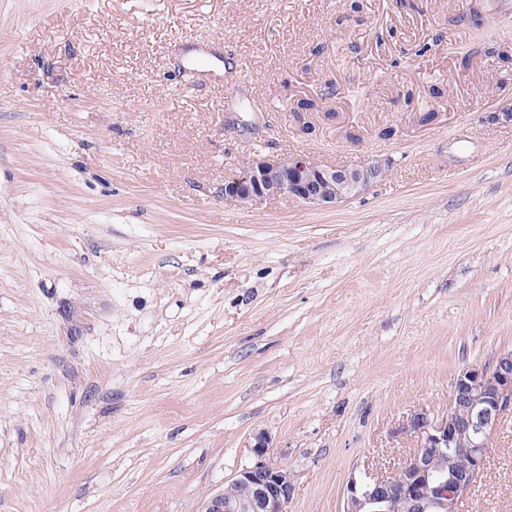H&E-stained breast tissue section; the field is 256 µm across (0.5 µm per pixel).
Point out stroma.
<instances>
[{
	"mask_svg": "<svg viewBox=\"0 0 512 512\" xmlns=\"http://www.w3.org/2000/svg\"><path fill=\"white\" fill-rule=\"evenodd\" d=\"M507 48L512 0H0V512H197L261 433L288 512L396 468L512 348ZM257 154L389 171L225 204ZM462 510L512 512V416Z\"/></svg>",
	"mask_w": 512,
	"mask_h": 512,
	"instance_id": "obj_1",
	"label": "stroma"
}]
</instances>
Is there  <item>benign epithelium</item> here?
Wrapping results in <instances>:
<instances>
[{
  "instance_id": "7a95c632",
  "label": "benign epithelium",
  "mask_w": 512,
  "mask_h": 512,
  "mask_svg": "<svg viewBox=\"0 0 512 512\" xmlns=\"http://www.w3.org/2000/svg\"><path fill=\"white\" fill-rule=\"evenodd\" d=\"M386 168L368 161L355 167L325 166L296 155L251 157L224 178V201L251 207L288 197L310 207H331L384 180ZM512 413V349L487 366H467L453 378L442 412L415 410L396 434L417 439L418 448L387 474L351 476L342 512H460L483 475L490 442L501 419ZM256 461L229 485L249 489L236 496L223 488L202 500L198 512H288L293 475L269 461L270 442L259 434Z\"/></svg>"
}]
</instances>
